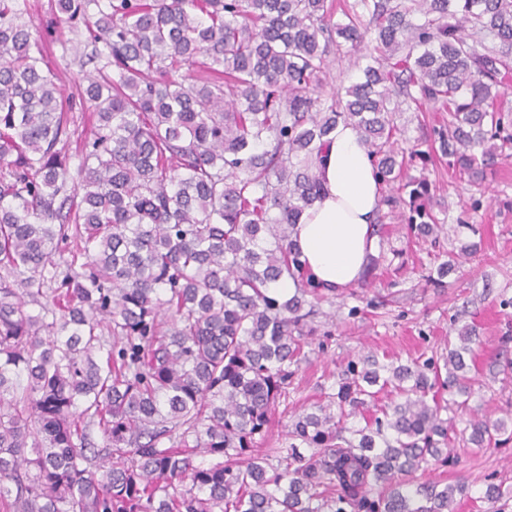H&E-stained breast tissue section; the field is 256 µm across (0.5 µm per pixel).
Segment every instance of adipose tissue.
I'll return each mask as SVG.
<instances>
[{"label": "adipose tissue", "mask_w": 512, "mask_h": 512, "mask_svg": "<svg viewBox=\"0 0 512 512\" xmlns=\"http://www.w3.org/2000/svg\"><path fill=\"white\" fill-rule=\"evenodd\" d=\"M324 191L296 226L294 243L314 283L338 290L356 284L374 249L371 234L381 184L367 146L337 126L319 166Z\"/></svg>", "instance_id": "adipose-tissue-1"}]
</instances>
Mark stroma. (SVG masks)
<instances>
[{
    "label": "stroma",
    "mask_w": 512,
    "mask_h": 512,
    "mask_svg": "<svg viewBox=\"0 0 512 512\" xmlns=\"http://www.w3.org/2000/svg\"><path fill=\"white\" fill-rule=\"evenodd\" d=\"M24 21L52 28L47 60L57 73L63 96L75 93L85 75L102 66L99 58L63 52L64 42L84 40L83 31L58 23L56 0H27ZM410 176L425 178L436 214L445 227L437 239L410 235L402 208L381 207L383 224L376 238L375 264L368 276L337 291L320 306L313 326L314 343L306 347L288 388L287 412L275 413L261 448L284 441L292 413L311 408L321 390L334 384L348 360L373 351L406 362L442 357L457 343L456 324H472L479 340L475 361L480 369L471 406L491 418L512 409V372L497 373L494 364L512 360V154L499 158L484 177L470 178L448 168L432 154L415 162ZM478 243L476 252L465 247ZM453 260L441 282L429 280L435 259ZM359 307L350 316L351 307ZM458 323H451V316ZM450 464L428 466L423 477L453 484L465 480L469 493L456 497V512H493L483 500L487 474L512 487V443L478 452L461 439L448 446Z\"/></svg>",
    "instance_id": "1"
}]
</instances>
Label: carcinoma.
<instances>
[{
  "label": "carcinoma",
  "instance_id": "cac0c4a2",
  "mask_svg": "<svg viewBox=\"0 0 512 512\" xmlns=\"http://www.w3.org/2000/svg\"><path fill=\"white\" fill-rule=\"evenodd\" d=\"M56 6L86 30L74 55L100 43L111 72L64 99L43 32L0 0V512H453L468 486L416 473L448 464L456 422L477 449L512 442L511 413L469 405L467 324L441 362L349 360L285 442L257 443L325 299L292 235L332 131L392 186L425 156L399 147L396 114L432 105L449 168L494 166L512 150V0H348L343 23L328 0ZM341 56L362 77L323 99ZM78 104L97 125L72 169ZM418 196L408 229L435 238ZM484 498H506L493 474Z\"/></svg>",
  "mask_w": 512,
  "mask_h": 512
}]
</instances>
